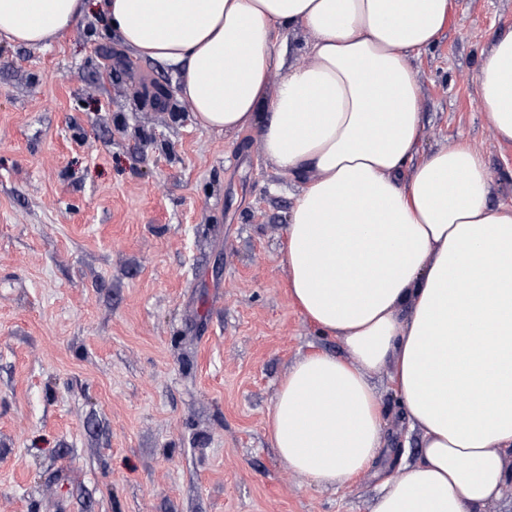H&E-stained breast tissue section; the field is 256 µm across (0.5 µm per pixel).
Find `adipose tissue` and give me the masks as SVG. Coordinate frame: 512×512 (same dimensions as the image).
<instances>
[{"label": "adipose tissue", "instance_id": "1", "mask_svg": "<svg viewBox=\"0 0 512 512\" xmlns=\"http://www.w3.org/2000/svg\"><path fill=\"white\" fill-rule=\"evenodd\" d=\"M89 0H0V38L71 31ZM136 56L181 67L206 131L255 130L301 192L285 228L291 295L339 358L298 360L271 439L310 484L336 486L383 446L369 372L392 381L422 447L381 481L372 512H488L512 484V207L482 156H419L413 58L442 37L448 0H96ZM302 29L305 62L277 42ZM280 72L269 92L272 72ZM475 100L512 142V32L491 38Z\"/></svg>", "mask_w": 512, "mask_h": 512}]
</instances>
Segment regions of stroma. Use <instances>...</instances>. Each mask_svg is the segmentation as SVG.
I'll return each mask as SVG.
<instances>
[{
  "instance_id": "obj_1",
  "label": "stroma",
  "mask_w": 512,
  "mask_h": 512,
  "mask_svg": "<svg viewBox=\"0 0 512 512\" xmlns=\"http://www.w3.org/2000/svg\"><path fill=\"white\" fill-rule=\"evenodd\" d=\"M512 0H450L415 61L421 152L461 141L512 204V144L474 99ZM297 188L257 135L200 129L160 61L89 8L47 46L0 40V512H371L417 455L388 369L385 442L321 488L281 458L290 366L342 340L288 288Z\"/></svg>"
}]
</instances>
